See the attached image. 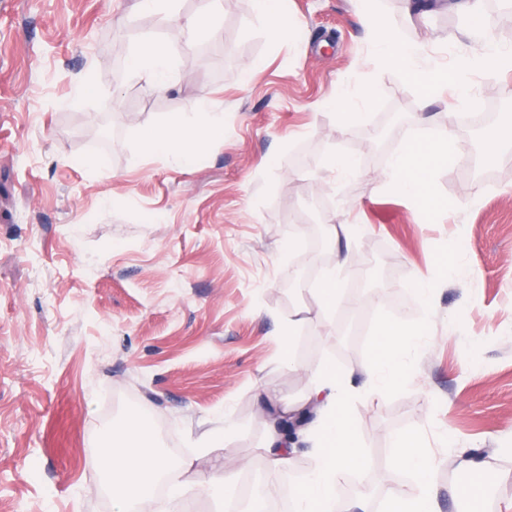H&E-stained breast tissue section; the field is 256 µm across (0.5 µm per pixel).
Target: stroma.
Returning <instances> with one entry per match:
<instances>
[{"instance_id": "stroma-1", "label": "stroma", "mask_w": 512, "mask_h": 512, "mask_svg": "<svg viewBox=\"0 0 512 512\" xmlns=\"http://www.w3.org/2000/svg\"><path fill=\"white\" fill-rule=\"evenodd\" d=\"M462 2L376 7L441 70L449 53L480 48ZM284 7L287 42L254 0H214L213 37L173 46L177 78L161 90L127 66L168 33L135 0H0V512H112L98 448L132 411L177 461L173 481L221 478L228 456L238 484L300 481L310 445L273 475L262 412L301 402L322 363L351 394L364 454L338 502L365 487L384 512L412 480L390 437L411 431L432 450L435 512L472 510L460 446L483 454L489 512H512V146L471 171L486 131L461 123L489 104L512 121V70L470 75L465 105L427 98L398 67L373 63L358 0ZM203 95L224 115L222 138L186 165L143 149L141 130ZM344 97L360 105L348 124L331 106ZM447 134L457 149L430 176L446 207L426 212L381 176L411 140ZM331 158L354 160L358 175L334 178ZM340 224L355 225L350 240ZM332 267L344 301L327 317L292 283ZM355 277L366 300L348 337L337 324ZM421 278L436 286L427 304ZM392 321L421 329L422 343L372 398L365 371ZM267 392L273 401L259 403ZM228 414L233 448L194 460ZM444 432L454 446L439 448Z\"/></svg>"}]
</instances>
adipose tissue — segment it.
I'll use <instances>...</instances> for the list:
<instances>
[{
	"mask_svg": "<svg viewBox=\"0 0 512 512\" xmlns=\"http://www.w3.org/2000/svg\"><path fill=\"white\" fill-rule=\"evenodd\" d=\"M374 0H361L360 22L372 37L377 58L402 71L424 91L434 92L439 85L452 87L459 99H467L471 86L463 74L468 70L485 72L512 68V45L488 31L486 16L478 0H468L469 31L482 40L476 57L459 56L451 71L424 68L422 48L414 40H401L387 33L385 23L373 6ZM129 68L157 88L169 87L175 80L168 49L152 45L132 55ZM224 115L214 111L208 98H200L195 111L180 113L168 126L144 135L148 152L166 156L177 164L189 163L202 139L221 136ZM454 142L445 136L416 144L396 156L383 181L395 192L433 210L435 202L429 190L431 169L448 159ZM420 329L400 323H387L375 354L366 370V385L378 393L395 385L402 374L403 354L421 341ZM348 391L336 381L332 366H316L312 373L307 401L318 427L310 437L315 445V462L294 491L295 512H337L335 487L338 479L363 464L347 409ZM152 429L138 415L110 431L104 439L102 456L108 463L105 488L112 495V512H153L152 489L161 473L172 470L174 463L150 444ZM399 464L413 475L408 488L388 497L386 512H434V487L430 480L433 462L418 434L400 432L392 438Z\"/></svg>",
	"mask_w": 512,
	"mask_h": 512,
	"instance_id": "1",
	"label": "adipose tissue"
}]
</instances>
